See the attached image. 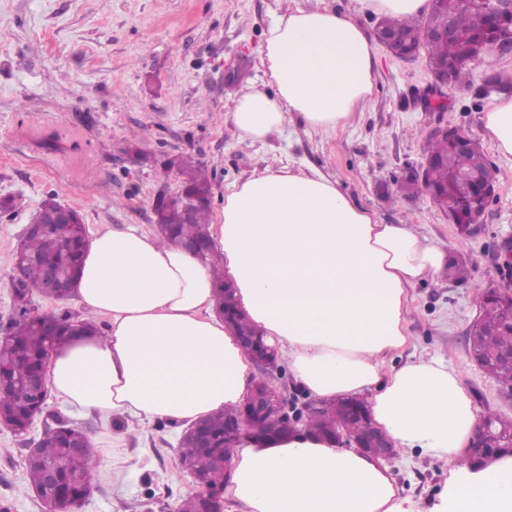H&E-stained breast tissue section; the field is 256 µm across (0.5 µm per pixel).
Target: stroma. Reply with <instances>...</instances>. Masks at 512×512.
Listing matches in <instances>:
<instances>
[{"label":"stroma","instance_id":"35a3bbf8","mask_svg":"<svg viewBox=\"0 0 512 512\" xmlns=\"http://www.w3.org/2000/svg\"><path fill=\"white\" fill-rule=\"evenodd\" d=\"M320 1L375 31L377 17L356 14V0H0V197L16 199L14 211L0 212V333L13 316L14 251L47 197L77 210L87 233L131 224L152 233L156 194L180 187L165 167L171 157L204 165L214 213L228 186L253 173L314 166L378 223L413 226L464 262L461 277L443 272L410 287L404 354L444 357L480 413L512 420V399L471 360L468 345L482 293H512V269L499 259L512 240V155L485 146L496 196L466 234L424 196L400 191L423 161L421 133L442 119L479 136L493 96L475 106L458 95L446 112H431L412 99L431 80L425 55L402 61L378 45L374 96L343 129L315 132L294 122L249 146L227 120L247 84L267 80L259 53L267 28L286 10ZM43 128L78 143L79 151L61 157L34 145ZM72 421L98 435L100 457L91 492L75 512H175L196 492L179 465L175 424L125 425L116 448L111 428L97 417ZM41 436L38 423L23 436L0 426V512H43L26 489L25 471L26 454ZM388 466L420 512H432L448 464L416 451Z\"/></svg>","mask_w":512,"mask_h":512}]
</instances>
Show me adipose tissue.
I'll return each mask as SVG.
<instances>
[{
	"mask_svg": "<svg viewBox=\"0 0 512 512\" xmlns=\"http://www.w3.org/2000/svg\"><path fill=\"white\" fill-rule=\"evenodd\" d=\"M268 75L235 101L230 122L248 144L286 123L345 126L374 94L373 46L353 17L327 6L279 16L264 34ZM512 155V98L488 109L482 132ZM212 242L238 304L320 401L367 398L396 451L447 461L435 512H512V457L463 462L480 414L456 372L434 356L389 365L408 347V288L438 275L446 253L405 224H381L321 170L265 169L233 183L212 217ZM104 317L57 349L47 387L102 423L194 422L238 407L254 380L237 337L215 313L208 264L138 227L96 234L75 292ZM230 512H418L389 467L307 432L244 439L226 484Z\"/></svg>",
	"mask_w": 512,
	"mask_h": 512,
	"instance_id": "adipose-tissue-1",
	"label": "adipose tissue"
}]
</instances>
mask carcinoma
I'll return each instance as SVG.
<instances>
[{"label": "carcinoma", "instance_id": "1", "mask_svg": "<svg viewBox=\"0 0 512 512\" xmlns=\"http://www.w3.org/2000/svg\"><path fill=\"white\" fill-rule=\"evenodd\" d=\"M455 27V35L443 40L433 41L427 38V32L438 25L448 23V18L431 9L421 18L397 21L383 18L379 26L403 31L413 44L423 49L429 64L434 69L448 65L454 70V85L473 94V100L481 99L474 88L465 83L468 70L473 64L488 67L487 78L499 80L491 70L497 60L486 47V40L477 33L480 9L473 0H448ZM424 155L447 162L448 194L439 201V208L448 211V202H460L467 197L468 191L462 189L457 178L466 175L473 168L485 162L484 151L477 140H472L466 151L457 150L446 137L434 134L423 136ZM177 171L183 182L195 192L211 190L210 181L202 165L190 157L178 159ZM55 201L47 199L33 214L31 221L45 225V228L30 234L19 244L20 253L35 258L40 264L53 268L58 273L54 287L47 288L34 276L19 280L13 286V305L15 318L9 331L0 337V421L12 431L23 434L27 431L31 417L43 407L48 389L34 382L35 375L50 359L52 352L58 349L67 336L74 331L75 323L82 327L99 331L97 325L88 320H79V316L70 312L35 314L30 306L36 295H52L55 301L69 299L81 276V260L85 247L81 232L84 225L80 216L75 223L62 226L51 223V212ZM209 208L200 207L195 211L192 222L183 220L182 212L175 205L159 203L158 232L161 242L202 243L204 259L209 261L216 277L219 299H224V269L219 255L212 247L207 235ZM484 214L481 201L472 197L464 204L462 223L477 224ZM478 324L486 334H477L470 340L472 352L481 353L485 372L500 383L508 396L512 397V370L498 367L493 356L512 349V299L500 297L482 305ZM238 410H228L208 419L207 433L211 447L221 452L224 448V426L234 420ZM345 401L310 412L306 417V429L315 435L334 432L346 421ZM83 443L77 454L71 448ZM98 461V451L91 444L87 434L67 424L60 428L47 430L39 441L37 454L25 460L28 476V489L35 494L43 493V472L53 468L63 479L64 491L54 496L57 512H74L76 506L87 496L90 485L83 478L90 476ZM181 468L207 487L224 491V469L199 455L195 442L184 432L179 446Z\"/></svg>", "mask_w": 512, "mask_h": 512}]
</instances>
